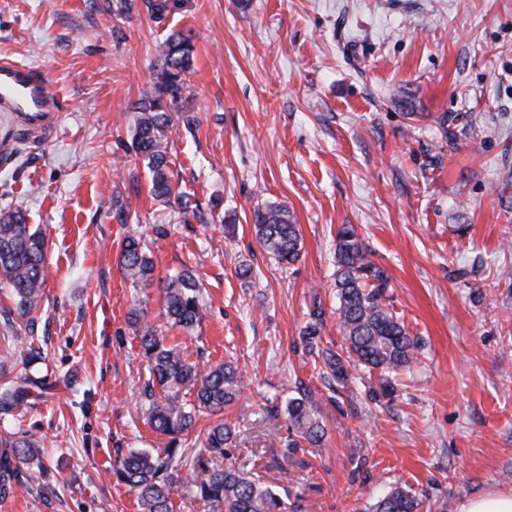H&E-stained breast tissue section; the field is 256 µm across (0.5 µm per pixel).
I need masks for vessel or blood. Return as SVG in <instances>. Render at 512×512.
<instances>
[{
    "label": "vessel or blood",
    "instance_id": "1",
    "mask_svg": "<svg viewBox=\"0 0 512 512\" xmlns=\"http://www.w3.org/2000/svg\"><path fill=\"white\" fill-rule=\"evenodd\" d=\"M0 105L19 112L24 124L42 131L51 130L62 105L39 70L0 59Z\"/></svg>",
    "mask_w": 512,
    "mask_h": 512
}]
</instances>
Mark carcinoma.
I'll return each mask as SVG.
<instances>
[{
	"label": "carcinoma",
	"mask_w": 512,
	"mask_h": 512,
	"mask_svg": "<svg viewBox=\"0 0 512 512\" xmlns=\"http://www.w3.org/2000/svg\"><path fill=\"white\" fill-rule=\"evenodd\" d=\"M150 17L160 22L180 10L183 0H144ZM195 44L190 33L168 34L158 51L156 78L151 91L135 105L133 146L146 162L152 194L165 201L180 200L169 171L168 132L178 120L185 126L193 119L183 116L187 76L193 69ZM253 225L261 247L278 263L293 265L300 259V233L289 211L275 203L253 211ZM370 252L353 224L336 231V297L339 329L346 347L343 353L322 352L326 373L345 382L354 370L378 373L373 398H386L395 391L394 379L417 360L420 343L386 306L389 279L369 259ZM46 241L26 223L20 211L0 214V281L12 289L15 308L5 323L14 327V317L28 316L38 303L45 283ZM121 269L134 282L146 281L152 262L140 240L125 238L120 253ZM164 316L173 327L193 330L204 317L200 284L185 268L161 285ZM322 310L316 308L301 329L303 345L312 350L321 337ZM137 335L144 357L150 362V380L144 391L149 399V422L159 434L170 437L168 448L155 453L130 448L117 456L112 475L137 494L142 512H174L172 496L178 481L186 480L188 493L209 506L208 512H288L279 492L264 482L256 469L245 471L226 462L234 442V430L224 422V408L239 396L242 378L232 363L200 364L186 359L180 349L164 343L158 329L146 320L137 322ZM39 381L26 375L0 389V410L13 413L29 404L31 390ZM159 392H154L155 387ZM290 426L301 442L321 446L324 427L312 402L301 394L288 399L285 408ZM213 417L199 448H185L180 436L191 431L200 414ZM35 442L24 433L0 441V496L6 497L18 481L22 466L35 458ZM421 500L395 485L371 505L370 512H421Z\"/></svg>",
	"instance_id": "cac0c4a2"
}]
</instances>
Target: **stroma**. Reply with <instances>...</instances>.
Instances as JSON below:
<instances>
[{
  "label": "stroma",
  "instance_id": "stroma-1",
  "mask_svg": "<svg viewBox=\"0 0 512 512\" xmlns=\"http://www.w3.org/2000/svg\"><path fill=\"white\" fill-rule=\"evenodd\" d=\"M108 2L0 0V58L45 72L63 103L43 137L0 106V212L21 211L48 244L43 293L0 369V383L42 384L0 412V436L27 432L38 448L0 512H141L112 476L116 451L169 439L147 421L139 314L188 359L234 363L231 462L263 455L299 512H364L397 483L424 512L512 493V0H185L159 23L143 0L127 16ZM174 30L195 42V122L168 134L185 210L151 194L131 148L134 106ZM268 203L300 230L294 266L255 237L253 211ZM341 224L357 227L390 278V310L422 345L376 401V378L336 385L300 340L318 306L322 347L344 344ZM129 235L150 281L121 270ZM186 268L206 305L191 332L167 325L159 288ZM301 388L323 447H287L285 401Z\"/></svg>",
  "mask_w": 512,
  "mask_h": 512
}]
</instances>
